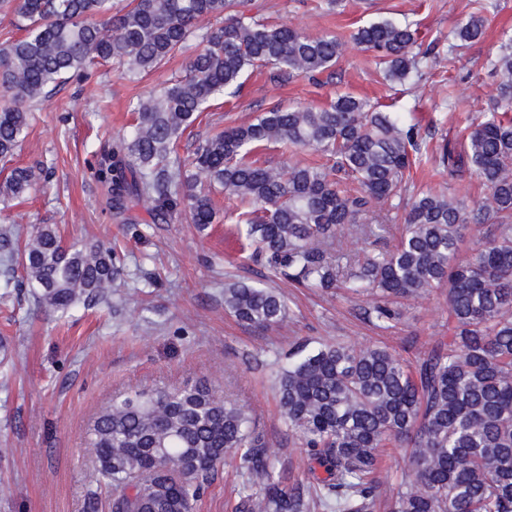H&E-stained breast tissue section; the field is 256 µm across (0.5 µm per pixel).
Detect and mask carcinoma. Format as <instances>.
<instances>
[{"instance_id":"1","label":"carcinoma","mask_w":512,"mask_h":512,"mask_svg":"<svg viewBox=\"0 0 512 512\" xmlns=\"http://www.w3.org/2000/svg\"><path fill=\"white\" fill-rule=\"evenodd\" d=\"M242 0H0V13L26 35L0 41V159H10L29 128L24 105L47 86L95 62L127 75L149 73L200 35L184 78L131 103L135 123L98 176L112 208L144 200L163 224L184 208L205 230L216 212L206 185L235 205L229 224L246 225L251 252L276 275L310 288H347L371 299L366 318L383 329L400 318L401 301L448 286V338L411 364L381 346L299 344L276 378L288 436L308 460L306 481L287 483L264 435L241 405L215 399L205 381L173 390L112 397L90 425L85 448L96 468L91 485L112 491L110 512H196L204 487L233 457L248 484L233 512H375L387 489L376 475L379 449H409L392 492V512H512V35L488 62L498 77L495 102L463 143L438 156L448 173L476 174L486 195L470 202L445 191H410L406 174L426 144L400 112L343 94L320 108H273L225 129L181 158L177 142L214 100L238 95L242 75L269 66L278 77L307 76L335 65L343 44L284 24L246 17ZM485 19L472 14L453 32L456 46L479 39ZM418 28L381 20L354 41L377 54L384 79L420 74ZM279 144L313 148L318 166L274 168L249 160ZM193 173L179 180L177 173ZM44 167H15L0 183L3 201L46 180ZM404 228L388 252L373 249L397 217ZM484 226L471 253L461 245ZM7 265L22 266L49 307L67 312L118 279L115 251L98 243L63 244L50 225L25 241L0 235ZM224 310L253 327L271 328L289 313L270 286L224 287ZM257 485L260 493L249 492Z\"/></svg>"}]
</instances>
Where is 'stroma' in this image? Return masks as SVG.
Wrapping results in <instances>:
<instances>
[{
	"instance_id": "obj_1",
	"label": "stroma",
	"mask_w": 512,
	"mask_h": 512,
	"mask_svg": "<svg viewBox=\"0 0 512 512\" xmlns=\"http://www.w3.org/2000/svg\"><path fill=\"white\" fill-rule=\"evenodd\" d=\"M243 11L308 34L334 35L343 55L312 78L247 71L232 105L215 102L184 133L180 156L275 104L320 106L342 93L404 113L433 155L488 108L496 79L487 61L498 53L503 33L512 32V0H343L335 8L327 0H244ZM472 13L485 18L482 38L450 50L456 24ZM379 19L416 21L420 41L435 44L437 54L420 81H385L373 53L353 42L359 26ZM186 62L182 52L134 77L98 64L52 87L45 101L28 107L21 150L10 162L0 161V182L16 166L41 163L49 170L24 201L0 207V231L23 239L33 226L50 224L65 243L116 248L124 270L107 300L77 304L63 316L39 303L37 289L23 284V271L9 276L0 266V512H108L105 488L97 508L88 507L87 477L95 461L83 436L96 414L115 392L171 388L202 377L217 399L248 408L287 477L306 478L307 462L288 436L273 385L294 342L338 338L385 346L411 361L448 333L447 288L405 301L401 320L383 330L364 318L368 297L301 288L243 260L235 225L219 219L201 231L181 210L156 224L142 202L121 214L112 210L97 169L128 130L129 103L168 85ZM410 182L473 200L486 193L477 176L451 177L433 158L413 169ZM234 281L278 288L288 298V317L268 329L239 323L224 310V286ZM244 482L234 459H227L198 512H231Z\"/></svg>"
}]
</instances>
